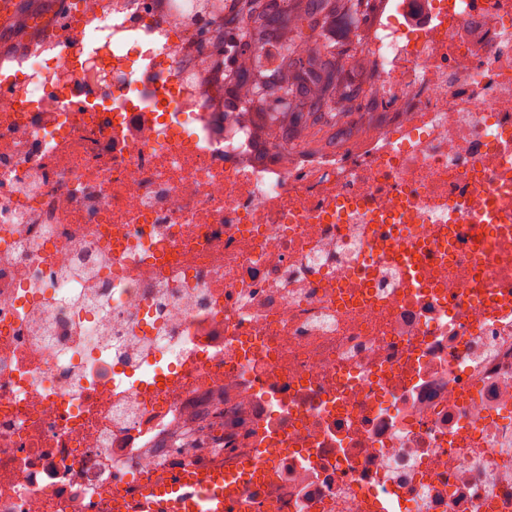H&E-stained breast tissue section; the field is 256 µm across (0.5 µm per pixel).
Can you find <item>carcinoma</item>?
<instances>
[{
  "mask_svg": "<svg viewBox=\"0 0 512 512\" xmlns=\"http://www.w3.org/2000/svg\"><path fill=\"white\" fill-rule=\"evenodd\" d=\"M210 12L194 14L206 31L211 68L224 85V103L265 136L278 131L286 142L312 143L318 125L338 128L342 146L352 125L373 123L375 112H355L373 82L361 61L365 24L378 0H206ZM312 39L300 57L294 42ZM280 47L274 68L265 47Z\"/></svg>",
  "mask_w": 512,
  "mask_h": 512,
  "instance_id": "cac0c4a2",
  "label": "carcinoma"
}]
</instances>
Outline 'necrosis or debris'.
I'll return each mask as SVG.
<instances>
[{"label": "necrosis or debris", "mask_w": 512, "mask_h": 512, "mask_svg": "<svg viewBox=\"0 0 512 512\" xmlns=\"http://www.w3.org/2000/svg\"><path fill=\"white\" fill-rule=\"evenodd\" d=\"M189 0L0 45V512H512V0H394L382 119H226ZM186 487L193 488L195 493L188 495ZM184 492V493H183ZM160 502H144L140 508L132 512H147L154 504H161L170 512H223L224 511V472L211 471L205 474L182 472L174 480L159 483L149 492ZM195 497V500L193 499Z\"/></svg>", "instance_id": "obj_1"}]
</instances>
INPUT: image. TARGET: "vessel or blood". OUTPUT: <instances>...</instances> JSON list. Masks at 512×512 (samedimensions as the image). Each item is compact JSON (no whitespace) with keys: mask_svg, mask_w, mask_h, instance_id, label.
Instances as JSON below:
<instances>
[{"mask_svg":"<svg viewBox=\"0 0 512 512\" xmlns=\"http://www.w3.org/2000/svg\"><path fill=\"white\" fill-rule=\"evenodd\" d=\"M166 512H224V474L184 472L152 490Z\"/></svg>","mask_w":512,"mask_h":512,"instance_id":"vessel-or-blood-1","label":"vessel or blood"}]
</instances>
